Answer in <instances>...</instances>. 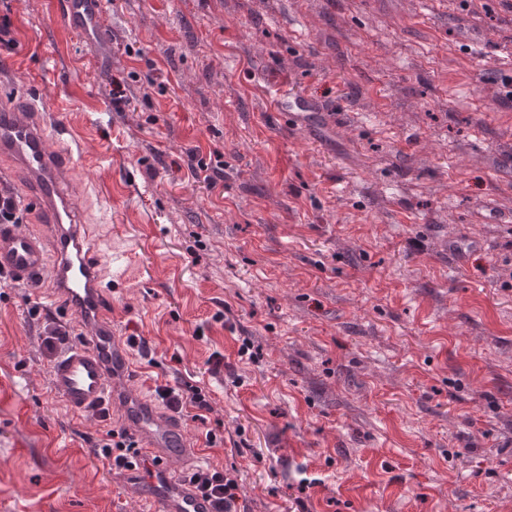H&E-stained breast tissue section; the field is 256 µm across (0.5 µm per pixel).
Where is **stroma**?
<instances>
[{"mask_svg":"<svg viewBox=\"0 0 512 512\" xmlns=\"http://www.w3.org/2000/svg\"><path fill=\"white\" fill-rule=\"evenodd\" d=\"M12 0L127 386L200 387L236 512H512V12L501 0ZM140 56L125 52L126 45ZM130 99L112 109L113 80ZM325 112L282 123L275 94ZM218 153L216 188L187 153ZM39 306L38 317L29 310ZM52 301L0 283V512H142L49 388ZM248 354H241V346ZM64 23L69 29L79 32L90 43L106 38L101 12V0H66ZM189 160L187 163L188 177L195 181H203L208 184L210 188H215L219 181L224 179L223 168L224 163L216 160V165L207 163L203 157H200V151L191 150L189 152Z\"/></svg>","mask_w":512,"mask_h":512,"instance_id":"35a3bbf8","label":"stroma"}]
</instances>
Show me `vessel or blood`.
<instances>
[{
	"mask_svg": "<svg viewBox=\"0 0 512 512\" xmlns=\"http://www.w3.org/2000/svg\"><path fill=\"white\" fill-rule=\"evenodd\" d=\"M64 6L69 29L91 43L105 39L101 0H65ZM12 91L0 87V173L10 180L7 193L28 208L30 225H0V272L22 285L46 278L57 319L73 329L50 370L52 393L76 414L121 404L137 450L124 478L158 512H214L212 499L188 473L202 451L181 422L117 383L131 371V356L112 331V286L101 263L90 258L86 225L69 191L80 141L42 101L17 100ZM280 108L298 125L315 118L295 98L282 100Z\"/></svg>",
	"mask_w": 512,
	"mask_h": 512,
	"instance_id": "obj_1",
	"label": "vessel or blood"
}]
</instances>
